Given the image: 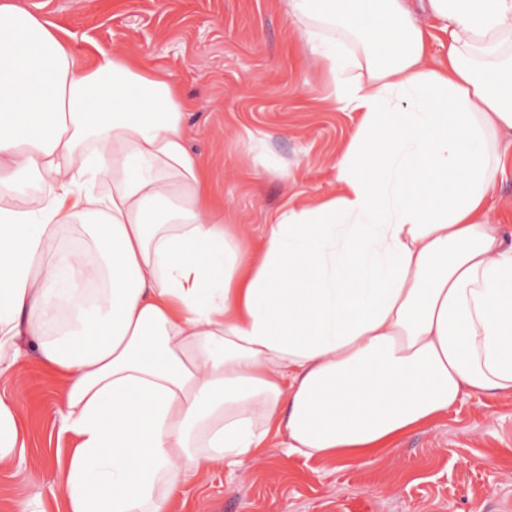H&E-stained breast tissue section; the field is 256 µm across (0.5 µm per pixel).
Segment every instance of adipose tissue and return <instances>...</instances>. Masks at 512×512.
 I'll use <instances>...</instances> for the list:
<instances>
[{
	"label": "adipose tissue",
	"mask_w": 512,
	"mask_h": 512,
	"mask_svg": "<svg viewBox=\"0 0 512 512\" xmlns=\"http://www.w3.org/2000/svg\"><path fill=\"white\" fill-rule=\"evenodd\" d=\"M343 110L339 193L244 238L178 89L81 61L0 0V376L33 337L65 379L69 512H169L270 436L364 462L465 395L512 393V0H284ZM448 37L434 57L418 20ZM505 167L499 171L495 179V200L497 201L487 213V222L502 224V232L507 241L512 240V209L508 210V204L512 203V146Z\"/></svg>",
	"instance_id": "adipose-tissue-1"
}]
</instances>
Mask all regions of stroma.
Segmentation results:
<instances>
[{"instance_id":"obj_1","label":"stroma","mask_w":512,"mask_h":512,"mask_svg":"<svg viewBox=\"0 0 512 512\" xmlns=\"http://www.w3.org/2000/svg\"><path fill=\"white\" fill-rule=\"evenodd\" d=\"M72 37L84 62L120 50L175 82L187 146L226 222L250 235L311 198L337 194L336 155L359 116L340 110L283 0H16ZM487 221L512 240V156ZM0 396L18 398L24 450L0 463V512H69L53 484L76 445L61 432L63 381L21 337ZM171 512H512V394L470 395L361 466L286 455L278 442L243 468L194 478Z\"/></svg>"}]
</instances>
